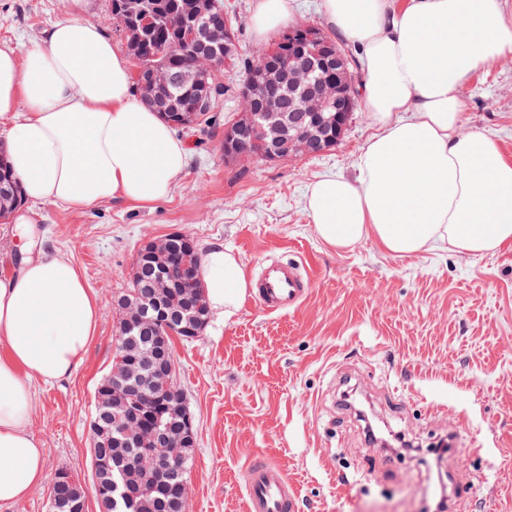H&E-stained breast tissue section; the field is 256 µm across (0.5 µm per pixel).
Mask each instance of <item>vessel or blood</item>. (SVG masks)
<instances>
[{"label": "vessel or blood", "instance_id": "b4317fda", "mask_svg": "<svg viewBox=\"0 0 512 512\" xmlns=\"http://www.w3.org/2000/svg\"><path fill=\"white\" fill-rule=\"evenodd\" d=\"M313 276L298 260H274L253 281L252 298L269 314L298 308L309 296ZM246 512H296V491L285 470L261 457L245 465Z\"/></svg>", "mask_w": 512, "mask_h": 512}]
</instances>
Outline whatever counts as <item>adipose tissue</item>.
<instances>
[{
  "label": "adipose tissue",
  "mask_w": 512,
  "mask_h": 512,
  "mask_svg": "<svg viewBox=\"0 0 512 512\" xmlns=\"http://www.w3.org/2000/svg\"><path fill=\"white\" fill-rule=\"evenodd\" d=\"M328 25L357 50L365 110L378 132L357 174L324 176L309 192L317 236L348 248L374 237L388 252L437 248L483 255L512 242V161L496 141L461 132L460 90L512 55L503 0H323ZM89 0L26 51L0 46V133L23 194L86 209L165 199L188 162L170 123L134 98L126 56L88 19ZM0 279V512L47 480L30 431L35 382L68 378L100 320L74 261L30 257ZM201 274L210 309L236 305L248 282L235 255L208 251Z\"/></svg>",
  "instance_id": "1"
}]
</instances>
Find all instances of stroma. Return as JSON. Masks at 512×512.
I'll return each mask as SVG.
<instances>
[{"instance_id": "stroma-1", "label": "stroma", "mask_w": 512, "mask_h": 512, "mask_svg": "<svg viewBox=\"0 0 512 512\" xmlns=\"http://www.w3.org/2000/svg\"><path fill=\"white\" fill-rule=\"evenodd\" d=\"M249 52L259 36L254 0H224ZM66 0H0V45L28 48L66 16ZM464 131H478L512 159V56L462 86ZM177 130L189 163L164 200L88 209L25 202L20 214L36 252L66 254L100 309L83 361L58 383L38 385L31 432L46 450L48 475L71 472L86 512H100L92 482L89 423L95 390L116 345L113 299L128 286L144 239L189 235L200 252L221 246L253 277L269 259L305 261L308 299L285 314L243 295L232 313H212L200 337L175 342L179 387L193 414L196 454L188 512H246L243 467L261 455L294 482L299 512H425L439 474L472 491L466 512H512V243L481 256L434 250L398 257L368 237L334 249L316 235L307 211L322 175L354 176L374 129L352 115L330 151L278 163L224 160V126ZM360 385L389 430L427 447L455 437L474 447L425 469L370 446L363 421L341 398ZM466 417L467 430L457 428Z\"/></svg>"}]
</instances>
